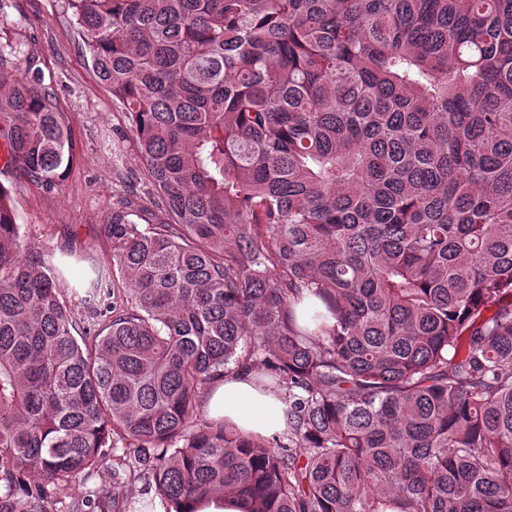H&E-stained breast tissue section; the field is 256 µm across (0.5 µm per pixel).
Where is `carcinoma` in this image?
Here are the masks:
<instances>
[{
  "mask_svg": "<svg viewBox=\"0 0 512 512\" xmlns=\"http://www.w3.org/2000/svg\"><path fill=\"white\" fill-rule=\"evenodd\" d=\"M63 6L161 218L32 253L0 184V512H512V0ZM0 139L62 188L38 76ZM229 372L287 429L208 417ZM198 506V512H249L247 505L227 494H214Z\"/></svg>",
  "mask_w": 512,
  "mask_h": 512,
  "instance_id": "obj_1",
  "label": "carcinoma"
}]
</instances>
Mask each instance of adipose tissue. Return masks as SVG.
Wrapping results in <instances>:
<instances>
[{
	"instance_id": "adipose-tissue-1",
	"label": "adipose tissue",
	"mask_w": 512,
	"mask_h": 512,
	"mask_svg": "<svg viewBox=\"0 0 512 512\" xmlns=\"http://www.w3.org/2000/svg\"><path fill=\"white\" fill-rule=\"evenodd\" d=\"M205 408L212 417L231 420L245 432L271 435L286 425V406L259 388L252 376L231 374L209 392Z\"/></svg>"
}]
</instances>
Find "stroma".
Instances as JSON below:
<instances>
[{"label":"stroma","mask_w":512,"mask_h":512,"mask_svg":"<svg viewBox=\"0 0 512 512\" xmlns=\"http://www.w3.org/2000/svg\"><path fill=\"white\" fill-rule=\"evenodd\" d=\"M0 76L22 71L53 85L58 111L73 127L78 156L61 190L48 192L16 170L0 169L29 251L55 243L60 229L105 254L99 227L124 194L146 195L149 182L124 113L88 64V54L61 0H0Z\"/></svg>","instance_id":"stroma-1"}]
</instances>
